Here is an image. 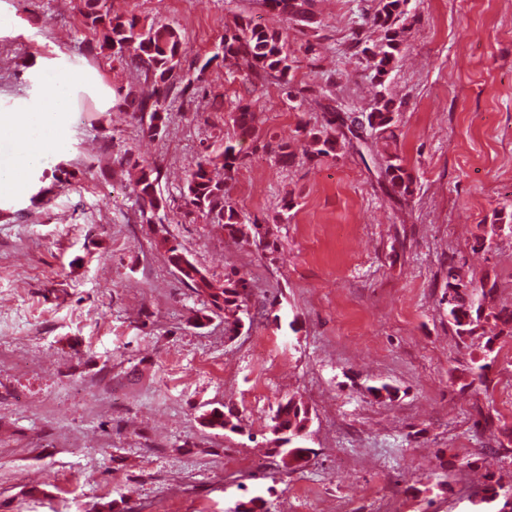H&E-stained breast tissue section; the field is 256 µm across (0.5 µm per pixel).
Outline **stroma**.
Instances as JSON below:
<instances>
[{
    "label": "stroma",
    "instance_id": "stroma-1",
    "mask_svg": "<svg viewBox=\"0 0 512 512\" xmlns=\"http://www.w3.org/2000/svg\"><path fill=\"white\" fill-rule=\"evenodd\" d=\"M178 27L195 72L240 18L288 34L294 85L251 87L245 66L143 137L121 101L78 93L57 153L23 191L0 193V512H469L486 477L512 485V335L492 352L459 338L442 299L449 267L496 283L512 310V0H410L411 27L386 80L401 101L397 148L416 178L390 198L355 147L309 158L299 132L326 106L368 109L376 83L352 50L378 0H314L320 46L262 0H108ZM70 0H0V113L37 96L57 70L106 85L143 80L100 54ZM250 103L254 135L231 116ZM240 139L233 203L269 227L276 249L189 222L180 188L202 144ZM292 147L283 165L264 153ZM158 167L165 228L215 279L245 275L253 322L234 335L178 280L152 227L134 216L117 159ZM486 365L472 382L473 363ZM388 386L391 397L370 394ZM309 410L302 467L273 452L271 416ZM237 431L203 426L213 408ZM467 469H460V462Z\"/></svg>",
    "mask_w": 512,
    "mask_h": 512
}]
</instances>
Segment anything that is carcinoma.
I'll use <instances>...</instances> for the list:
<instances>
[{"instance_id": "obj_1", "label": "carcinoma", "mask_w": 512, "mask_h": 512, "mask_svg": "<svg viewBox=\"0 0 512 512\" xmlns=\"http://www.w3.org/2000/svg\"><path fill=\"white\" fill-rule=\"evenodd\" d=\"M104 0H80L79 14L85 28L101 34L100 53L119 65L133 69L144 78L147 90L136 96L124 92L121 86L113 87L115 96L121 98L141 124L143 134L156 137L163 133L169 114L177 102L195 98L198 84L206 80L212 64L218 60L241 58L250 68L252 82H273L290 101L297 99L301 90L291 86V64L288 55V36L278 29L266 28L251 22L238 23L224 32L217 50L196 67L194 78L178 83L175 71L187 53L181 31L171 23H143L134 15L114 10H102ZM269 9L293 22L309 26L308 17L312 0H264ZM409 0H378V8L371 19V28L377 33L374 39L358 38L353 44V55L362 57L374 71L380 91L365 112H337L324 114L323 123L317 127L304 128V151L314 158L336 155L339 140L347 142L371 141L370 151L381 160V175L390 196L407 202L415 192V178L396 152L390 150L389 141L395 137L398 113L392 99L383 92L386 77L393 70L396 54L408 30ZM233 122L242 136L254 133V113L249 104H241ZM265 153L286 163L293 156L287 144L263 143ZM243 164L241 150L230 141L218 150H206L187 171L180 190L186 211L184 216H222L217 222L230 236L244 234L250 226L253 242L261 249L270 248L269 230L243 216L229 201L225 186L234 179ZM161 171L156 167H143L135 181L134 193L138 218L142 224L157 226L154 245L164 253L169 264L184 258L179 271L180 282L202 302L204 308L224 319L225 330L238 331L242 316L249 314L252 288L248 279L231 273L217 280L198 266L181 243L172 238L163 227L168 199L160 189ZM496 283H479L464 280L461 271L448 268V283L443 300L448 305V323L459 337H482L493 339L504 330L512 333V313L488 305ZM202 423L216 430L226 429L230 420L224 411L213 409L202 414ZM308 423V408L291 396L278 404L272 417V427L287 430L286 448H277L283 466H301L309 448L296 446L303 437ZM473 512H512V488H504L496 482L486 485L484 496L471 501Z\"/></svg>"}]
</instances>
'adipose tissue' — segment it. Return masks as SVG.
Masks as SVG:
<instances>
[{"instance_id": "1", "label": "adipose tissue", "mask_w": 512, "mask_h": 512, "mask_svg": "<svg viewBox=\"0 0 512 512\" xmlns=\"http://www.w3.org/2000/svg\"><path fill=\"white\" fill-rule=\"evenodd\" d=\"M82 90L94 93L98 87L89 75L63 70L36 99L20 102L15 111L0 115V136L17 145L13 161L0 167V192L19 190L27 174L61 147L62 133Z\"/></svg>"}]
</instances>
